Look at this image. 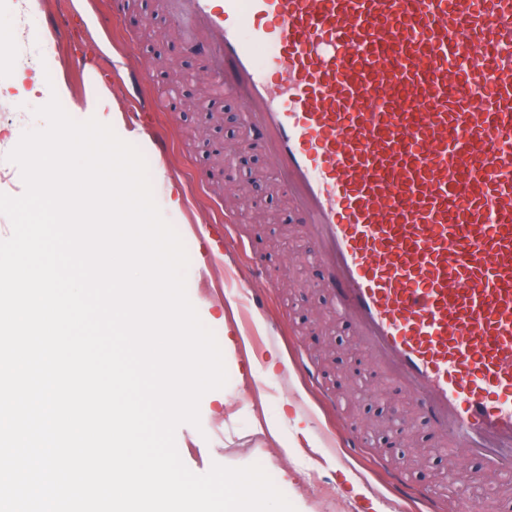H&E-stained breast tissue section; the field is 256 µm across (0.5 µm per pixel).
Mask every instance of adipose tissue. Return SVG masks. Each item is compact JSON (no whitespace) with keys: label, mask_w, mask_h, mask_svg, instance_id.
Wrapping results in <instances>:
<instances>
[{"label":"adipose tissue","mask_w":512,"mask_h":512,"mask_svg":"<svg viewBox=\"0 0 512 512\" xmlns=\"http://www.w3.org/2000/svg\"><path fill=\"white\" fill-rule=\"evenodd\" d=\"M39 7V0H10L8 15L0 16L1 32L12 33L19 38L29 37L41 48L40 55L29 70L15 60H0V97L12 94L29 103L37 101L42 94L59 101L71 97L68 84L59 74V63L50 36L38 27L26 31L14 27L15 19L34 15Z\"/></svg>","instance_id":"1"}]
</instances>
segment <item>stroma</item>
Returning <instances> with one entry per match:
<instances>
[{
    "mask_svg": "<svg viewBox=\"0 0 512 512\" xmlns=\"http://www.w3.org/2000/svg\"><path fill=\"white\" fill-rule=\"evenodd\" d=\"M38 21L63 23L70 32L56 48L60 74L73 97L66 112L86 120L82 106L88 72L102 75L121 112L144 107L157 113L167 130L170 152L160 157L151 142L140 143L150 168L163 169L152 187L163 215L181 236L189 256L187 294L201 321L222 350L228 381L200 402V424H184L175 435L185 466L207 473L213 464L245 467L260 464L296 512H418L417 504L393 495L387 473L397 457H383L379 438L368 422L380 419L382 404L393 401L409 431L406 441L417 466L409 477L424 495L438 494L437 512H496L501 496L512 495V479L493 489L470 484L444 487L451 453L438 450L430 425L414 399L390 383L372 353L363 346L350 318L337 309L320 281L314 280V255L304 225L294 223L286 197L276 191L278 170L262 158L268 194L248 206L228 209L231 189L216 179L210 140L230 138L222 124L200 127L197 116L174 107L166 67L195 75L193 100L218 112L240 111L230 95L216 97L206 83L205 62L184 52L178 21L163 0H40ZM141 70L149 79L144 99L129 97L121 76L109 74L113 61ZM180 195L178 211L166 209V194ZM235 224L226 226L225 213ZM265 289L269 304L255 313L252 292ZM356 347L370 372L366 389L337 390L332 353ZM275 376H268V369ZM364 429L357 456L330 447V437L344 439Z\"/></svg>",
    "mask_w": 512,
    "mask_h": 512,
    "instance_id": "1",
    "label": "stroma"
}]
</instances>
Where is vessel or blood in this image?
I'll use <instances>...</instances> for the list:
<instances>
[{
  "instance_id": "vessel-or-blood-1",
  "label": "vessel or blood",
  "mask_w": 512,
  "mask_h": 512,
  "mask_svg": "<svg viewBox=\"0 0 512 512\" xmlns=\"http://www.w3.org/2000/svg\"><path fill=\"white\" fill-rule=\"evenodd\" d=\"M443 450L512 470V0H165ZM165 154L153 113L132 116Z\"/></svg>"
}]
</instances>
